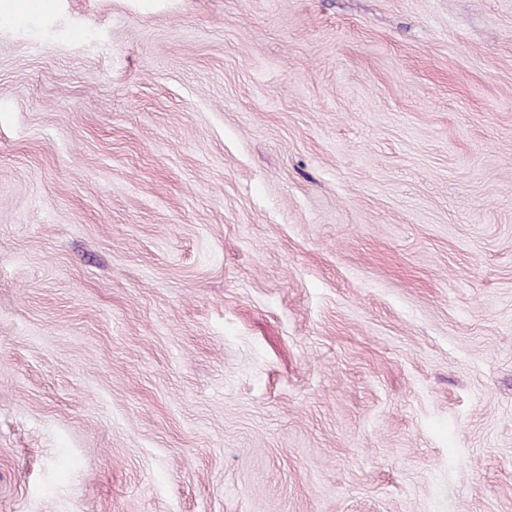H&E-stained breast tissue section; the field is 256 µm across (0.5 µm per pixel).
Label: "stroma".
<instances>
[{
	"label": "stroma",
	"mask_w": 512,
	"mask_h": 512,
	"mask_svg": "<svg viewBox=\"0 0 512 512\" xmlns=\"http://www.w3.org/2000/svg\"><path fill=\"white\" fill-rule=\"evenodd\" d=\"M0 512H512V0L0 25Z\"/></svg>",
	"instance_id": "obj_1"
}]
</instances>
